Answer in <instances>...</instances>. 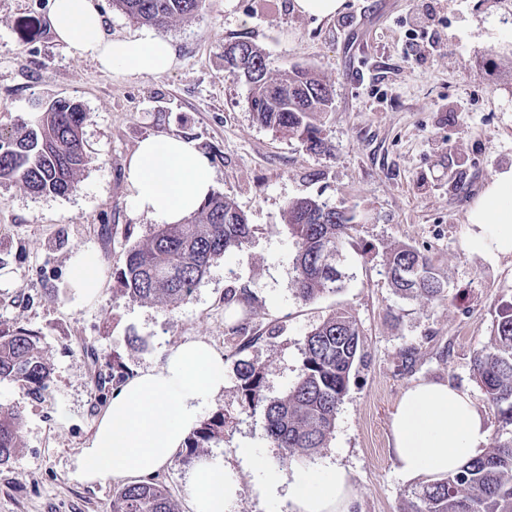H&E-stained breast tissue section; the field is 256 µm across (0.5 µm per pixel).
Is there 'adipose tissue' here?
Masks as SVG:
<instances>
[{"instance_id": "adipose-tissue-1", "label": "adipose tissue", "mask_w": 512, "mask_h": 512, "mask_svg": "<svg viewBox=\"0 0 512 512\" xmlns=\"http://www.w3.org/2000/svg\"><path fill=\"white\" fill-rule=\"evenodd\" d=\"M57 39L70 53L106 71L160 76L176 54L169 38L146 30L135 37L104 34L99 0H51L48 15ZM125 177L137 213L155 224H177L213 192L209 163L191 138L151 135L129 156ZM469 242L490 257L512 256V169L488 183L469 213ZM67 281L78 299L90 301L102 286L95 254L80 249L68 264ZM224 389V357L207 341L172 347L164 361L139 371L113 390L80 454L75 478L93 484L106 478L153 474L182 448L201 409ZM392 454L405 476H439L481 456L489 428L469 392L439 381L407 388L390 419ZM239 481L223 459L200 458L186 482L193 512H228ZM293 512H356L348 470L329 465L295 472L289 484Z\"/></svg>"}]
</instances>
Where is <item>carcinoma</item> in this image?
I'll return each mask as SVG.
<instances>
[{
    "instance_id": "cac0c4a2",
    "label": "carcinoma",
    "mask_w": 512,
    "mask_h": 512,
    "mask_svg": "<svg viewBox=\"0 0 512 512\" xmlns=\"http://www.w3.org/2000/svg\"><path fill=\"white\" fill-rule=\"evenodd\" d=\"M129 18L166 32L173 24L196 17L203 0H112ZM224 61L257 71L249 85L248 105L263 126L296 139L314 152L328 149L319 115L332 109V87L313 69L295 65L283 73L268 71L264 52L248 40L232 42ZM85 112L66 99L53 100L28 122L0 128V183L21 185L34 195L65 196L74 192L78 177L90 162L82 137ZM283 221L296 243L294 292L304 302L341 289L339 256L356 227V213L311 197L286 205ZM252 230L245 214L224 193H214L180 224H157L154 231L127 253L115 272L123 296L134 302L171 311L193 295L209 268L228 253L249 243ZM386 273L395 292L428 303L444 297L445 283L428 256L402 244L391 248ZM417 268L415 276L406 269ZM259 288L254 277L235 278L224 290V308L257 309ZM229 340L240 354L263 335H248L243 324L228 323ZM37 334L25 329L0 330V382L12 381L31 395L46 388L50 368ZM361 330L345 311H335L306 336L298 379L275 400L264 396L265 368L247 359L235 373L245 410L263 408L266 433L285 459L310 458L327 447L337 412L346 395L356 361ZM473 375L487 401L498 407V437L478 459L447 475L413 488L400 512H512V301L498 308L489 343L472 357ZM130 371L120 357L111 372L98 375L99 389L120 387ZM227 415L218 410L192 432L186 458L224 438ZM21 413L0 405V464L18 448ZM113 512H175L166 490L151 480L121 488Z\"/></svg>"
}]
</instances>
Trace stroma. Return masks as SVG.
Returning a JSON list of instances; mask_svg holds the SVG:
<instances>
[{"label": "stroma", "instance_id": "stroma-1", "mask_svg": "<svg viewBox=\"0 0 512 512\" xmlns=\"http://www.w3.org/2000/svg\"><path fill=\"white\" fill-rule=\"evenodd\" d=\"M50 4L0 0V127L51 100H76L91 161L66 196L0 184V329L33 331L51 367L38 398L0 382V404L23 415L19 446L0 465V512H112L123 479L72 478L107 405L96 376L113 355L135 373L198 338L224 355V389L201 414L221 409L229 418L208 453L237 474L230 512H291L293 472L336 463L350 472L359 512H399L420 483L398 472L389 445V418L407 387L430 379L465 388L489 427L497 425L471 358L489 342L501 301L512 298V256L474 250L468 213L485 185L512 168V0H345L322 20L295 12L293 0H205L195 20L168 31L176 64L159 77L104 71L71 56L50 28ZM423 30L433 36L428 52L414 44ZM239 39L257 44L272 72L303 65L332 85L333 110L321 117L330 152L312 153L254 119L244 78L224 66L225 44ZM159 134L196 141L215 191L254 228L242 250L214 263L190 300L169 312L130 301L114 278L153 227L133 209L124 163L140 140ZM304 196L357 214L340 257L342 289L312 302L294 294L295 244L282 219L288 201ZM402 243L431 259L447 297L424 305L395 293L385 257ZM80 248L98 255L103 273L99 295L83 303L66 279ZM233 274L258 278L249 326L279 327L244 353L264 366L267 399L294 385L308 332L333 311H349L361 328L364 358L327 447L311 460L283 462L266 437L263 410L240 405L234 349L224 341ZM410 347L416 363L408 369ZM241 448L283 476L277 498L256 493ZM184 457L177 452L152 476L176 512H191L185 483L194 466Z\"/></svg>", "mask_w": 512, "mask_h": 512}]
</instances>
